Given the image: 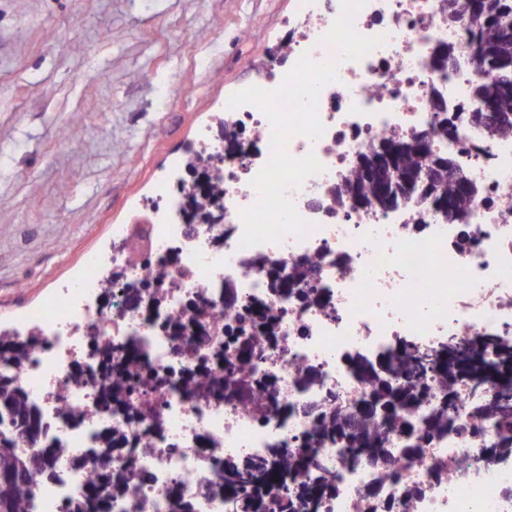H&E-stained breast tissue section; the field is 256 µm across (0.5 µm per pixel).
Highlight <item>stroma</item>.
Listing matches in <instances>:
<instances>
[{"label":"stroma","instance_id":"1","mask_svg":"<svg viewBox=\"0 0 512 512\" xmlns=\"http://www.w3.org/2000/svg\"><path fill=\"white\" fill-rule=\"evenodd\" d=\"M299 0H0V329L138 244Z\"/></svg>","mask_w":512,"mask_h":512}]
</instances>
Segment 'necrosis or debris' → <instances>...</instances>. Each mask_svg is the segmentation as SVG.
Listing matches in <instances>:
<instances>
[{"label": "necrosis or debris", "instance_id": "necrosis-or-debris-1", "mask_svg": "<svg viewBox=\"0 0 512 512\" xmlns=\"http://www.w3.org/2000/svg\"><path fill=\"white\" fill-rule=\"evenodd\" d=\"M300 4L287 59L259 73L265 89L303 53L337 60L323 37L340 0ZM353 23L384 45L340 62L318 98L323 135L286 146L325 167L289 192L306 237L241 246L272 124L256 106L229 108L205 141L202 173L222 182L211 222L194 219L186 187L170 190L147 250L97 256L92 288L65 289L26 334L0 336V377L40 417L15 447H61L54 471L30 480L27 512H241L246 500L260 512H512V415L480 409L482 393L512 386L492 376L480 392L414 363L451 343L485 341L489 363L512 348V135L468 120L481 103L467 58L433 67L434 49L465 38L438 0H367ZM415 137L480 185L466 223L424 201L371 210L341 193L373 145ZM384 381L418 396L387 425L365 415ZM335 421L343 433L316 435ZM367 441L374 454H361ZM283 457L301 468L225 489V472Z\"/></svg>", "mask_w": 512, "mask_h": 512}]
</instances>
